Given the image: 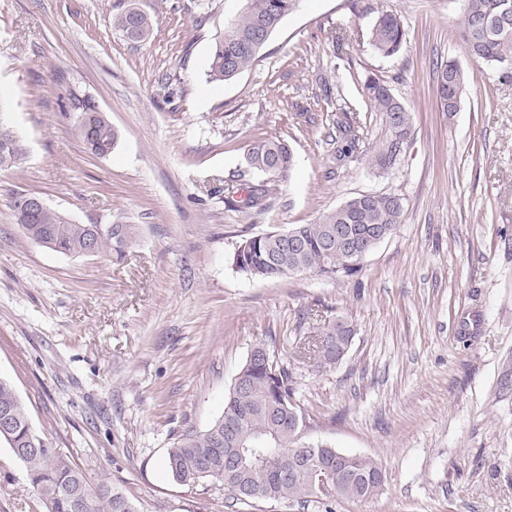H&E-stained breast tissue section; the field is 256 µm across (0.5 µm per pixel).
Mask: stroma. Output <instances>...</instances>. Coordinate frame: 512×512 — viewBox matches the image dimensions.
<instances>
[{"instance_id":"35a3bbf8","label":"stroma","mask_w":512,"mask_h":512,"mask_svg":"<svg viewBox=\"0 0 512 512\" xmlns=\"http://www.w3.org/2000/svg\"><path fill=\"white\" fill-rule=\"evenodd\" d=\"M128 1L0 0V116L26 147L0 171V375L35 431L138 512H295L233 502L213 481L175 484L163 467L174 438L222 413L263 342L293 373L309 439L384 472L381 495L336 500L335 512H512V82L468 55L454 0H302L218 87L206 61L240 0H132L153 19L140 43L112 27ZM385 7L407 30L393 58L369 44ZM451 57L472 77L448 114L433 68ZM369 75L412 114L386 172L367 152L338 162L325 139L344 104L378 142L379 116L355 85ZM74 90L118 130L109 156L89 153L65 111ZM262 137L288 143L294 169L271 180L262 215L229 210L226 180L238 200L261 180L246 153ZM367 192L399 195L404 215L357 275L233 269L241 237L314 223ZM20 194L76 224L137 225L139 239L120 260L48 250L20 232ZM337 317L354 329L343 359L296 360L297 337ZM0 512H42L4 445Z\"/></svg>"}]
</instances>
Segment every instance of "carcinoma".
<instances>
[{
	"instance_id": "obj_1",
	"label": "carcinoma",
	"mask_w": 512,
	"mask_h": 512,
	"mask_svg": "<svg viewBox=\"0 0 512 512\" xmlns=\"http://www.w3.org/2000/svg\"><path fill=\"white\" fill-rule=\"evenodd\" d=\"M292 0H242V7L224 32L215 40L208 62L207 76L211 82L230 80L250 67L260 49L283 19L291 13ZM460 38L468 54L491 67L498 79L512 82V0H462ZM112 26L131 42L145 40L152 29V19L136 7H127L112 15ZM407 42L406 29L400 15L393 10L378 13L370 28V45L385 58L397 56ZM469 80L468 71L455 59L436 68V100L443 112L458 110ZM360 93L370 111L379 115L383 136L372 147L373 165L382 171L394 167V149L407 143L412 130V115L398 99L387 81L369 75L360 84ZM69 111L77 116V126L89 150L105 157L112 153L118 132L104 112L88 96L73 93ZM328 137L336 144V159L345 161L358 156L364 143V126L357 112L341 107L333 120ZM10 164H19L26 149L16 137L9 140ZM248 166L263 174L284 180L294 168V156L280 140L259 139L249 145ZM270 188L265 182L250 184L241 206L257 215L268 209ZM20 201H15L14 217L23 236L53 251L73 256L87 255L89 224H73L59 211L48 206L27 221ZM404 204L400 196L376 193L371 197L355 196L324 214L316 224H295L291 231L300 239L301 247L293 253L282 252L280 235L267 232L243 238L249 243L247 264L240 272L260 280H282L300 273L312 272L330 279L352 276L360 266L346 264L344 253L336 249L330 256L328 239L336 227L352 226L361 234L376 228L393 234L402 222ZM137 235L134 224H104L96 242V254L118 258L125 254ZM353 329L342 319L323 325L313 341L299 348V354L314 360L318 367L338 364L349 349ZM257 353L248 355L238 370L224 400V411L207 429H188L172 442L164 458L168 476L177 484L194 485L202 480L219 482L230 497L242 504H286L306 508L315 503L333 512L338 499L362 501L381 494L384 484L375 476L378 462L368 456L341 451L329 444H320L309 451L310 461L340 468L344 477L331 489L317 490L312 469L308 466L288 467L284 460L291 451L289 424L306 422L305 413L296 399L292 372L263 344ZM10 412L15 428L11 437L0 438V444L31 448L23 463L28 478L41 502L43 512H78L77 503L89 502L88 512H138L132 498L118 488L101 484L90 490L83 469L73 459L37 452L44 447L34 431L27 408L12 382L0 376V411ZM277 438L281 455L269 466L252 460L247 468L233 473L224 471V449L237 444L250 447L258 438Z\"/></svg>"
}]
</instances>
